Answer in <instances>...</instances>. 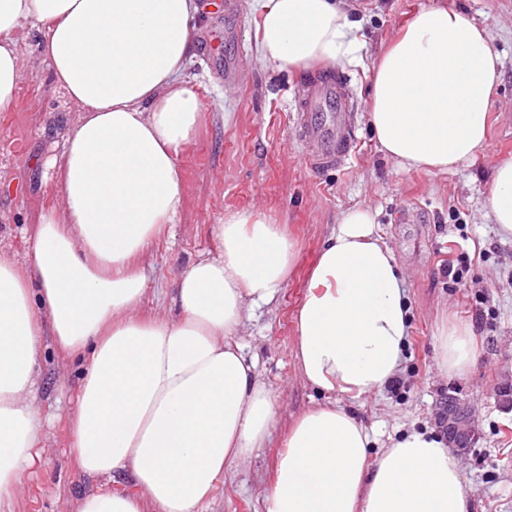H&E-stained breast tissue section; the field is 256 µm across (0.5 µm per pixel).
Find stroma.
Masks as SVG:
<instances>
[{"mask_svg": "<svg viewBox=\"0 0 512 512\" xmlns=\"http://www.w3.org/2000/svg\"><path fill=\"white\" fill-rule=\"evenodd\" d=\"M238 23L224 14L205 16L194 32L197 55L187 73L202 112L192 145L179 158L185 191L170 231L153 247L143 273L141 311L170 317L181 270L215 250L212 225L225 213L254 210L286 225L299 245L294 273L274 302L254 311L241 343L255 358L262 380L280 402L270 442L247 465H230L210 512H264L262 490L270 483L276 451L288 425L322 402L303 379L293 353L294 314L305 293V275L344 210L370 208L377 233L394 250L411 307L404 383L339 401L372 430L378 445L409 429H437L448 394L474 408L477 441L460 458L471 491V512H512V408L498 397L512 386V240L498 236L485 216L491 172L512 158V0H350L365 41L362 62L340 68L354 99L359 147L344 167L314 172L292 129L294 103L307 72L272 71L254 58L253 0H236ZM448 4L470 11L488 27L503 60L502 83L490 109L489 144L474 160L448 173L405 171L378 149L367 121L368 68L421 8ZM32 68L18 89L20 107L0 113V249L24 257L42 214L58 198L45 182L47 163L60 156L74 107L51 80L42 45L24 39ZM240 66L225 73V58ZM461 273L453 281L444 264ZM451 321L470 325L476 361L462 378L440 367L437 331ZM36 406L46 451L25 479L11 512H77L79 497L97 487L78 468L71 450L70 401L80 365L54 344L40 364Z\"/></svg>", "mask_w": 512, "mask_h": 512, "instance_id": "1", "label": "stroma"}]
</instances>
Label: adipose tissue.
<instances>
[{
	"mask_svg": "<svg viewBox=\"0 0 512 512\" xmlns=\"http://www.w3.org/2000/svg\"><path fill=\"white\" fill-rule=\"evenodd\" d=\"M204 0H0V112L14 111L21 35L42 34L54 83L76 106L53 159L60 208L46 211L23 259L0 250V502L43 456L34 406L47 341L84 363L70 414L80 470L98 481L77 512H207L230 463L248 462L279 402L239 336L293 272L296 242L236 211L214 225L215 252L191 260L175 317L142 315L143 263L184 197L178 158L202 104L185 69ZM255 58L300 72L358 60L346 0H254ZM502 61L466 10H419L372 68L369 125L400 168L449 172L488 146ZM512 239V160L495 164L485 203ZM410 306L401 265L366 207L343 212L308 273L294 355L315 390L376 394L403 371ZM441 367L464 374L471 330L441 327ZM341 404L289 425L266 512H469L461 462L415 430L372 451ZM132 481L130 496L112 488Z\"/></svg>",
	"mask_w": 512,
	"mask_h": 512,
	"instance_id": "adipose-tissue-1",
	"label": "adipose tissue"
}]
</instances>
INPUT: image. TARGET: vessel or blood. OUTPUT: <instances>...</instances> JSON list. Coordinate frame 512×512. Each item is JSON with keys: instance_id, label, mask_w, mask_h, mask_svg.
I'll list each match as a JSON object with an SVG mask.
<instances>
[{"instance_id": "obj_1", "label": "vessel or blood", "mask_w": 512, "mask_h": 512, "mask_svg": "<svg viewBox=\"0 0 512 512\" xmlns=\"http://www.w3.org/2000/svg\"><path fill=\"white\" fill-rule=\"evenodd\" d=\"M353 110L340 75H314L302 85L292 124L312 170L339 168L351 157L356 146Z\"/></svg>"}]
</instances>
